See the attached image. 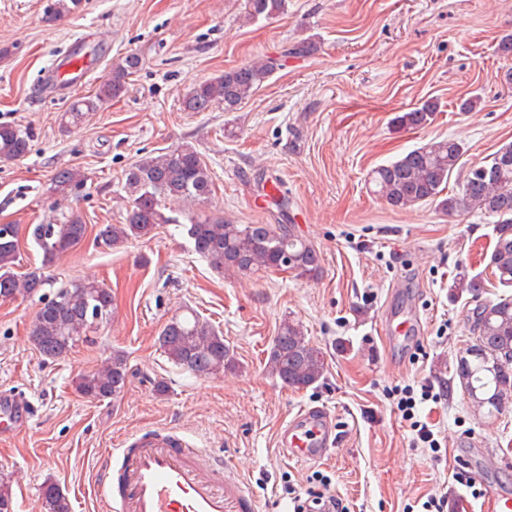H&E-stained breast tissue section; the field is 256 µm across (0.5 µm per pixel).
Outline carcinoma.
I'll return each instance as SVG.
<instances>
[{"mask_svg":"<svg viewBox=\"0 0 512 512\" xmlns=\"http://www.w3.org/2000/svg\"><path fill=\"white\" fill-rule=\"evenodd\" d=\"M288 0H244L243 17L248 22L271 20L287 14ZM141 67V58L127 54L112 63V78L95 95L75 100L65 113L71 126L82 123L89 112L119 98L129 78ZM282 67L280 60L266 57L224 71L193 86L183 100L188 112H209L222 106L235 112ZM438 105L425 101L394 118L403 128L429 125ZM29 147L27 133L12 125H0V162L17 160ZM461 143L453 138L432 141L414 148L394 161L375 167L370 183L394 209L420 203H435L452 214L460 209L496 218L495 246L488 266L498 283L512 286V144L501 147L490 161L463 169ZM459 170L462 195L441 197L454 170ZM86 176L75 168H61L51 179V190L67 199L72 188ZM212 179L206 163L191 144H181L156 156L139 160L126 173L129 208L124 223L102 224L96 245L111 250L131 240L150 236L161 224L176 218L164 213L166 204L200 203L211 192ZM183 225L192 251L218 273L248 274L259 269L276 270L283 262L299 277H312L320 267L314 246L278 224H236L218 215L190 211ZM26 234L42 253V266L22 273L19 238ZM0 229V300L31 298L53 282L43 272L61 254L79 246L86 238L87 224L70 211L59 224H30ZM30 326L29 336L39 353L58 360L86 337L87 331L112 316V291L96 280L60 287L53 297L42 298ZM475 343L465 350L456 369L461 387L473 407L487 409L490 419L512 406V296L479 304L470 316ZM158 343L177 365L197 376H214L232 365L229 346L208 322L198 315H177L161 330ZM272 374L297 389L316 384L324 374L322 352L311 346L300 325L283 321L270 348ZM128 374L127 358L112 351L102 368L81 374L75 387L84 397L104 400L118 395ZM43 512H71L68 498L53 485L43 491Z\"/></svg>","mask_w":512,"mask_h":512,"instance_id":"1","label":"carcinoma"}]
</instances>
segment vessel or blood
<instances>
[{"instance_id": "vessel-or-blood-1", "label": "vessel or blood", "mask_w": 512, "mask_h": 512, "mask_svg": "<svg viewBox=\"0 0 512 512\" xmlns=\"http://www.w3.org/2000/svg\"><path fill=\"white\" fill-rule=\"evenodd\" d=\"M58 82L81 84L89 70L81 57H58ZM415 306L386 313V335L416 343ZM33 403L19 393L0 390V435H17L33 415ZM338 443L336 420L323 407L302 410L284 424L277 446L290 460L320 461ZM230 464L207 448H191L175 426H158L124 436L94 463L95 483L104 512H230L226 486ZM484 512H512V492L491 487Z\"/></svg>"}]
</instances>
